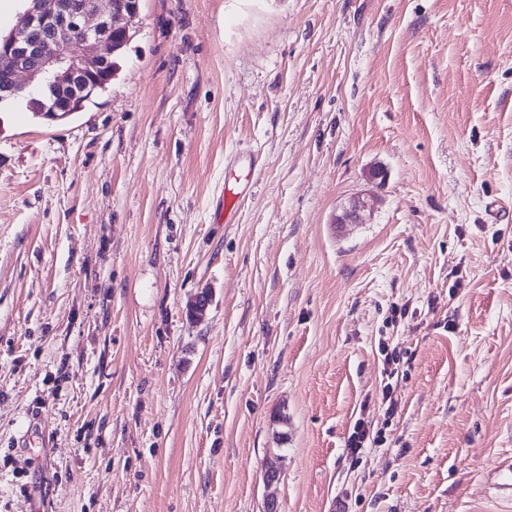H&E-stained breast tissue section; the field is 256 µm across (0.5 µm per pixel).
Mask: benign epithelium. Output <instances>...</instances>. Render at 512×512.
Here are the masks:
<instances>
[{"instance_id": "obj_1", "label": "benign epithelium", "mask_w": 512, "mask_h": 512, "mask_svg": "<svg viewBox=\"0 0 512 512\" xmlns=\"http://www.w3.org/2000/svg\"><path fill=\"white\" fill-rule=\"evenodd\" d=\"M100 0H40L23 12L18 25L0 38V83L6 87L36 85L50 78L66 88L82 84L101 68L103 60L115 50L114 39H131L130 21L135 7L127 0H108L110 10L103 13ZM80 35L74 41L72 34ZM371 200L353 197L336 215L335 224H362ZM212 296L202 290L190 302L193 318L205 315Z\"/></svg>"}]
</instances>
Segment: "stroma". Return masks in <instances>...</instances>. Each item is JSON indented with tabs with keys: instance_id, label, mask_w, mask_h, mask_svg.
<instances>
[{
	"instance_id": "35a3bbf8",
	"label": "stroma",
	"mask_w": 512,
	"mask_h": 512,
	"mask_svg": "<svg viewBox=\"0 0 512 512\" xmlns=\"http://www.w3.org/2000/svg\"><path fill=\"white\" fill-rule=\"evenodd\" d=\"M135 23L81 112L0 113V512H506L512 0ZM372 209L371 200L363 196L353 197L348 206L336 214L333 224H361L364 223L366 212Z\"/></svg>"
}]
</instances>
